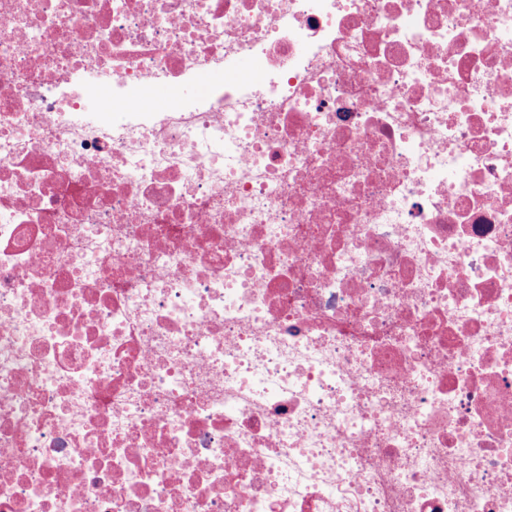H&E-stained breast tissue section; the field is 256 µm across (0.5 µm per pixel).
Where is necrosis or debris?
<instances>
[{
	"label": "necrosis or debris",
	"mask_w": 512,
	"mask_h": 512,
	"mask_svg": "<svg viewBox=\"0 0 512 512\" xmlns=\"http://www.w3.org/2000/svg\"><path fill=\"white\" fill-rule=\"evenodd\" d=\"M0 512H512V0H0Z\"/></svg>",
	"instance_id": "4bbe7bcc"
}]
</instances>
